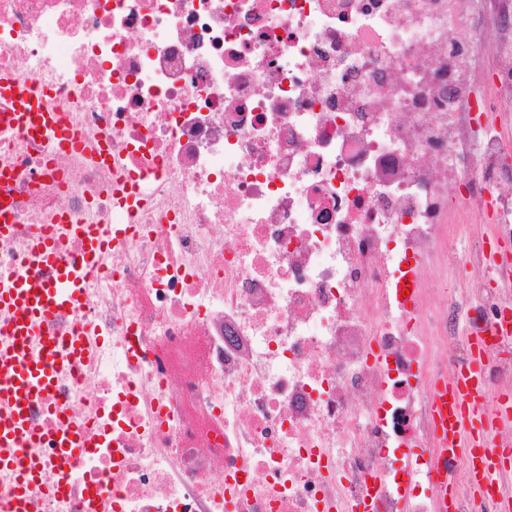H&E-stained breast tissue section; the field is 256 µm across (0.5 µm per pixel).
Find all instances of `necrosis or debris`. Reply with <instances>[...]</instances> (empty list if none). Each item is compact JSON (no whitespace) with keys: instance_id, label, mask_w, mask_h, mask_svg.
Returning <instances> with one entry per match:
<instances>
[{"instance_id":"4bbe7bcc","label":"necrosis or debris","mask_w":512,"mask_h":512,"mask_svg":"<svg viewBox=\"0 0 512 512\" xmlns=\"http://www.w3.org/2000/svg\"><path fill=\"white\" fill-rule=\"evenodd\" d=\"M4 73L71 143L0 136V278L60 221L112 228L47 325L85 355L28 410L30 512H435L433 385L512 306L485 236L445 232L464 205L512 241V148L481 121L512 112V0H0ZM431 267L481 276L463 300ZM494 64L495 56L493 52V41H486L480 48L475 61L477 91L479 93H485L489 91V89L482 82V76L491 71L494 67Z\"/></svg>"}]
</instances>
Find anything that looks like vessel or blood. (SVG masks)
Returning <instances> with one entry per match:
<instances>
[{"instance_id":"vessel-or-blood-1","label":"vessel or blood","mask_w":512,"mask_h":512,"mask_svg":"<svg viewBox=\"0 0 512 512\" xmlns=\"http://www.w3.org/2000/svg\"><path fill=\"white\" fill-rule=\"evenodd\" d=\"M46 95L37 86L0 77V133L57 127L56 115L44 107ZM68 234L61 224L55 240L30 244L26 263L46 271V278L0 281V315L9 324L7 339L0 341V469L19 477L6 512H28V492L42 469L38 457L20 453L35 437L28 408L48 398L59 374L81 356L79 342L52 341L45 329L59 310L81 304L82 275L63 262L57 248ZM486 338L471 337L468 364L437 382L430 402L437 455L461 460L471 495L483 500L494 497L501 475L512 469V446L497 439L503 427L512 425V391L491 400L485 396L484 375L493 359ZM431 476L438 490L437 512H456V482L436 470Z\"/></svg>"}]
</instances>
